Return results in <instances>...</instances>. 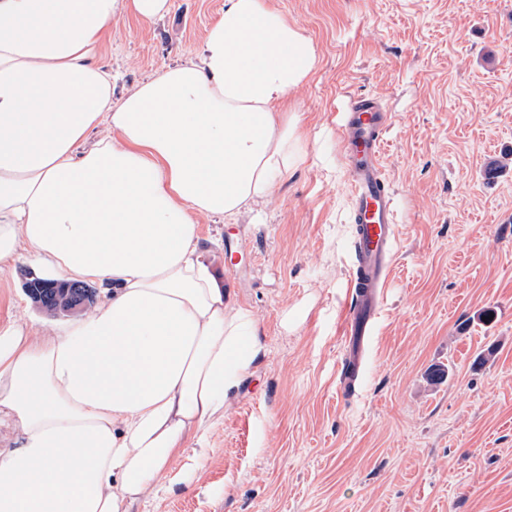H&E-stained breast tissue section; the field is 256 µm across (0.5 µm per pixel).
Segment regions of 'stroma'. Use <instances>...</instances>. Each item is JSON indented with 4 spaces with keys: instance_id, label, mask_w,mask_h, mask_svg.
Wrapping results in <instances>:
<instances>
[{
    "instance_id": "stroma-1",
    "label": "stroma",
    "mask_w": 512,
    "mask_h": 512,
    "mask_svg": "<svg viewBox=\"0 0 512 512\" xmlns=\"http://www.w3.org/2000/svg\"><path fill=\"white\" fill-rule=\"evenodd\" d=\"M112 21L121 97L196 56L224 0ZM313 39L289 96L307 160L262 219H201L265 354L166 491L132 512H512V0H267ZM393 115L382 150L399 242L364 384L337 392L350 275L338 114ZM495 180H487V169ZM28 255L0 272V317L65 324L28 297Z\"/></svg>"
}]
</instances>
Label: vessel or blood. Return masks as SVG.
I'll use <instances>...</instances> for the list:
<instances>
[{
	"label": "vessel or blood",
	"mask_w": 512,
	"mask_h": 512,
	"mask_svg": "<svg viewBox=\"0 0 512 512\" xmlns=\"http://www.w3.org/2000/svg\"><path fill=\"white\" fill-rule=\"evenodd\" d=\"M391 125L390 113L370 95L350 102L342 124V148L350 168L347 193L353 233L341 367L350 384L365 373L398 244L394 199L381 163V149Z\"/></svg>",
	"instance_id": "obj_1"
}]
</instances>
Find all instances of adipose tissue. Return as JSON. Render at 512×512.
<instances>
[{
  "label": "adipose tissue",
  "instance_id": "1",
  "mask_svg": "<svg viewBox=\"0 0 512 512\" xmlns=\"http://www.w3.org/2000/svg\"><path fill=\"white\" fill-rule=\"evenodd\" d=\"M168 9L0 0V271L24 250L45 276L101 291L62 328L0 321V512H130L263 353L199 250V220L260 213L305 162L283 104L317 48L266 0H224L195 58L113 101L110 23Z\"/></svg>",
  "mask_w": 512,
  "mask_h": 512
}]
</instances>
